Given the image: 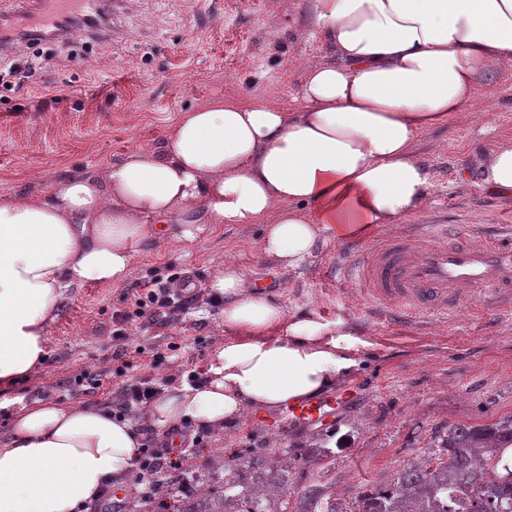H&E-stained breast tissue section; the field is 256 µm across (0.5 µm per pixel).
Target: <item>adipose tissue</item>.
<instances>
[{
  "label": "adipose tissue",
  "mask_w": 512,
  "mask_h": 512,
  "mask_svg": "<svg viewBox=\"0 0 512 512\" xmlns=\"http://www.w3.org/2000/svg\"><path fill=\"white\" fill-rule=\"evenodd\" d=\"M323 52L302 61L300 106L216 98L180 112L157 148L33 194L0 193V396L38 374L69 288L120 286L145 245L195 242L218 224H258L261 260L292 270L324 230L337 240L398 224L431 188L416 144L512 67V0H312ZM512 196V141L477 162ZM224 338L207 380L164 389L149 421L223 433L255 412L314 397L349 375L358 340L316 313L287 314L237 264L208 284ZM142 436L110 410L22 407L0 445V512H75L125 484Z\"/></svg>",
  "instance_id": "obj_1"
}]
</instances>
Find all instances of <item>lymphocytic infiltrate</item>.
Returning a JSON list of instances; mask_svg holds the SVG:
<instances>
[{"label":"lymphocytic infiltrate","instance_id":"f902f5d3","mask_svg":"<svg viewBox=\"0 0 512 512\" xmlns=\"http://www.w3.org/2000/svg\"><path fill=\"white\" fill-rule=\"evenodd\" d=\"M184 275L174 272L166 280H143L127 290L121 309L112 313V365L109 370L94 376L75 375L69 382L70 395H95L103 390L105 381L116 384L112 390V414L116 417H138L168 386L165 377L133 375V338L137 332L151 326H167L188 314L191 300L175 296L169 286L183 280ZM179 448H172L169 440L158 439L147 433L133 469L144 490H152L168 474L183 468L189 456L199 454L204 446L203 434L191 433L181 426Z\"/></svg>","mask_w":512,"mask_h":512}]
</instances>
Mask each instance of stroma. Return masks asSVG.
Segmentation results:
<instances>
[{
	"label": "stroma",
	"instance_id": "1",
	"mask_svg": "<svg viewBox=\"0 0 512 512\" xmlns=\"http://www.w3.org/2000/svg\"><path fill=\"white\" fill-rule=\"evenodd\" d=\"M309 7L310 0H224L223 13L208 21L200 0H132L115 36L77 31L68 44L0 51V79L14 59L33 53L45 61L37 82L0 88V192L40 191L133 149L158 146L180 112L215 98L242 104L273 99L297 108L299 61L322 52L308 24ZM511 138L512 68H503L481 79L447 124L421 135L416 153L432 182L425 206L403 223L369 229L362 243L421 224L512 225V197L483 189L472 170L483 148ZM261 230L258 224H218L193 244L163 240L136 259L125 286L70 289L39 375L18 382L16 404L0 408V441L8 440L20 405L33 403L34 389L66 404L64 382L110 365L112 313L121 308L125 287L171 267L196 271L205 283L227 261L265 284L287 313L314 310L357 335L360 365L334 390L360 391L364 401L315 427L282 424L277 412L247 416L223 435L206 434L197 466L207 464L212 448H287L305 456L318 437L333 451L321 481L351 504L361 487L392 480L430 452L448 425L512 415V315L472 299L442 321L389 325L353 285L329 279L339 249L335 232L325 233L322 247L297 269L277 270L256 256ZM222 337L219 314L205 307L184 322L151 327L138 338L143 352L135 372L177 374L178 364H150L152 351L170 345L206 368Z\"/></svg>",
	"mask_w": 512,
	"mask_h": 512
}]
</instances>
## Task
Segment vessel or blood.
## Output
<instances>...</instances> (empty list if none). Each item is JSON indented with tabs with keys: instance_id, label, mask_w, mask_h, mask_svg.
<instances>
[{
	"instance_id": "b4317fda",
	"label": "vessel or blood",
	"mask_w": 512,
	"mask_h": 512,
	"mask_svg": "<svg viewBox=\"0 0 512 512\" xmlns=\"http://www.w3.org/2000/svg\"><path fill=\"white\" fill-rule=\"evenodd\" d=\"M25 23L52 27L65 8L92 15L102 0H18ZM337 281L354 283L374 303L383 320L400 326L447 318L462 303L481 296L512 310V225L490 233L460 226L428 224L409 233L383 235L375 243L345 242ZM347 393L322 395L288 406L290 420L314 426L326 422L339 407L358 403Z\"/></svg>"
}]
</instances>
